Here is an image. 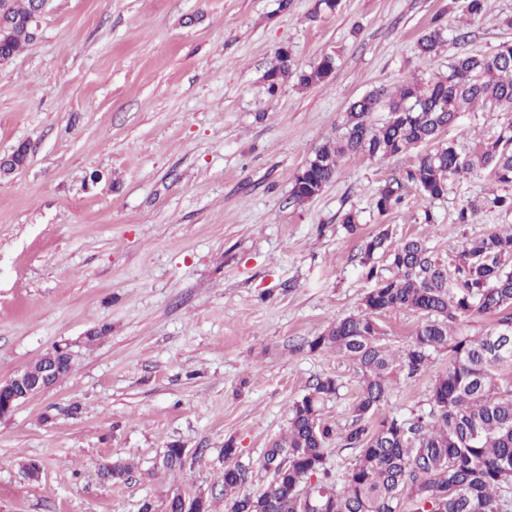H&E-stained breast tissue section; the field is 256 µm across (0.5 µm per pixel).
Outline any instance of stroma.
<instances>
[{
    "label": "stroma",
    "mask_w": 512,
    "mask_h": 512,
    "mask_svg": "<svg viewBox=\"0 0 512 512\" xmlns=\"http://www.w3.org/2000/svg\"><path fill=\"white\" fill-rule=\"evenodd\" d=\"M317 3L50 0L24 51L0 66V156L29 147L26 165L0 177V381L56 344L77 351L55 388L0 420V512H139L175 490L224 512L230 437L260 473L248 492H262L264 451L311 379L338 380L324 418L339 432L352 421L359 370L302 342L361 312L372 287L365 239L419 237L448 262L463 240L512 229V211L456 223L465 201L512 195L480 170L452 180L441 201L410 192L378 215L377 188L414 165V149L344 157L318 196L291 202L295 174L338 136L351 101L512 44L501 23L512 0H490L488 17L467 24L448 0H340L333 13ZM442 12L447 40L429 63L417 40ZM283 46L297 68L327 53L337 68L319 85L290 80L269 94L265 73ZM511 123L512 112L477 107L444 138L470 153ZM351 209L362 216L356 236L340 223ZM421 321L380 315L383 346H407ZM101 324L106 336L85 345ZM447 366L442 352L400 376L384 415L428 411ZM74 403L80 413H69ZM172 443L198 460L157 468ZM117 459L134 461L129 479L100 484L98 465ZM31 460L40 481L23 472Z\"/></svg>",
    "instance_id": "stroma-1"
}]
</instances>
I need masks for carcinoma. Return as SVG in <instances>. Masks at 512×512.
I'll list each match as a JSON object with an SVG mask.
<instances>
[{
	"instance_id": "cac0c4a2",
	"label": "carcinoma",
	"mask_w": 512,
	"mask_h": 512,
	"mask_svg": "<svg viewBox=\"0 0 512 512\" xmlns=\"http://www.w3.org/2000/svg\"><path fill=\"white\" fill-rule=\"evenodd\" d=\"M489 0H465L469 21L488 14ZM34 0H0V56L15 58L32 38ZM445 15L431 20L417 40L418 54L439 56ZM268 70V90L296 75L298 85L324 82L336 69V58L323 56L307 69H296L288 47L276 52ZM480 105L493 112L512 110V45L491 54L461 53L448 73L426 82L409 81L396 92L373 90L353 101L340 134L314 148L294 176L291 197L308 201L332 183L344 156L392 157L414 146L432 144L405 176L382 184L375 209L387 214L410 188L427 201L448 195V183L476 168L487 169L502 184H512V135L483 143L463 156L442 140L459 113ZM388 119L376 123L379 111ZM512 211V195L480 202L468 200L457 210L456 223L467 224L481 208ZM381 231L369 237L360 263L375 286L363 298V310L340 318L306 341L311 352L334 351L351 359L361 372L353 419L345 446L358 454L342 481L326 467L325 445L337 435L323 417L325 402L337 395L336 378L318 376L307 392L289 406L288 428L265 450L262 467L272 482L259 494L244 492L252 470L238 461L234 439L224 442V502L227 512H301L308 492L313 512H506L501 498L512 484V231L492 230L466 239L452 261L453 271L435 258L421 238L393 246ZM381 254L391 274L371 263ZM406 309L425 321L412 342L393 353L381 343L376 316ZM496 315L495 326L476 339L452 334L461 317ZM448 351V368L438 374L429 397V412L399 420L378 418L388 401L394 376L412 377L428 368L436 352ZM162 466L184 467L183 448L164 449ZM134 465L117 460L102 464L97 476L107 484L125 481ZM342 487H337V484Z\"/></svg>"
}]
</instances>
